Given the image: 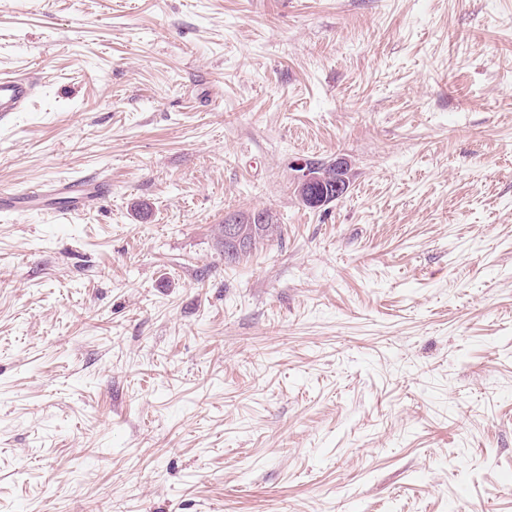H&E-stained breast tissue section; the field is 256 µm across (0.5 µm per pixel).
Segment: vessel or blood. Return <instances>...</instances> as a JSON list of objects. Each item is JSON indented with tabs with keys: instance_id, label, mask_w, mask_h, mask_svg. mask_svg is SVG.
I'll list each match as a JSON object with an SVG mask.
<instances>
[{
	"instance_id": "vessel-or-blood-1",
	"label": "vessel or blood",
	"mask_w": 512,
	"mask_h": 512,
	"mask_svg": "<svg viewBox=\"0 0 512 512\" xmlns=\"http://www.w3.org/2000/svg\"><path fill=\"white\" fill-rule=\"evenodd\" d=\"M37 85L31 78L0 73V123L11 121L16 113L27 111ZM105 190L101 179L88 176L67 179L24 192H1L0 211L28 212L36 204L60 201L56 213L66 217L91 208Z\"/></svg>"
}]
</instances>
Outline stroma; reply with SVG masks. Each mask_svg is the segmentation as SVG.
I'll return each instance as SVG.
<instances>
[{
  "mask_svg": "<svg viewBox=\"0 0 512 512\" xmlns=\"http://www.w3.org/2000/svg\"><path fill=\"white\" fill-rule=\"evenodd\" d=\"M0 72V191L108 182L0 213V512H512V0H0ZM36 88L29 76L0 73V123L11 121L17 112H26ZM331 167L332 165L323 169L317 168L322 176L314 171V169H308V171L303 175V178L299 182L298 188L303 198L306 199L308 203L316 206L320 204L321 201L325 200L321 204L323 206L336 200V198L342 197L347 192L348 182L344 177L346 175L345 171L343 172V177L339 176L336 179L335 169H332ZM323 179L327 183L332 179L334 180H332L329 184H326L323 182ZM343 179L345 180L344 182ZM331 195L335 197H329ZM105 182L88 176L58 181L50 186L24 192H1L0 211L28 212L35 210L36 203L64 200L63 207L50 209L59 216L78 214L96 204L105 190ZM262 220L264 219V216L258 215L256 219H254V222L258 224H242L241 230L239 224L237 222H227L225 224H221V237H222V243H224V256H226L231 259L232 261H235L237 258H239L240 254L243 252H246L248 249L252 248V246L256 243L263 242V241H270L273 239V237L278 232V225L277 224H259L262 223ZM224 225H225V235L226 237L233 241L236 244L244 245L246 242L243 239V233L245 234V238L248 239L249 244L247 248L242 251L237 256V248L236 245L230 241H228L224 237Z\"/></svg>",
  "mask_w": 512,
  "mask_h": 512,
  "instance_id": "stroma-1",
  "label": "stroma"
}]
</instances>
